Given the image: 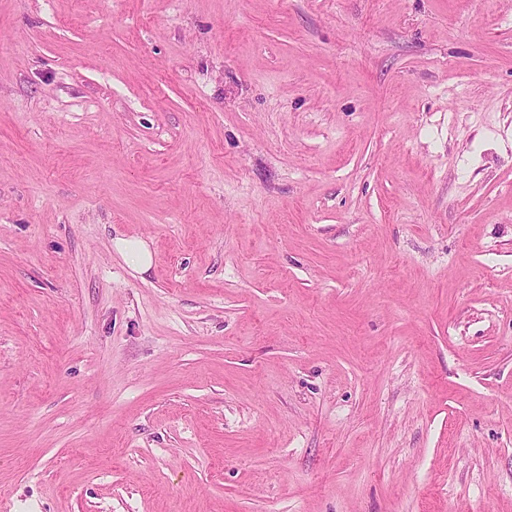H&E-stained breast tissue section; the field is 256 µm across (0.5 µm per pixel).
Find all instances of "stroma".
<instances>
[{
  "label": "stroma",
  "instance_id": "35a3bbf8",
  "mask_svg": "<svg viewBox=\"0 0 512 512\" xmlns=\"http://www.w3.org/2000/svg\"><path fill=\"white\" fill-rule=\"evenodd\" d=\"M0 512H512V0H0ZM120 249L131 256L135 269L146 271L151 266L152 255L142 241H123Z\"/></svg>",
  "mask_w": 512,
  "mask_h": 512
}]
</instances>
